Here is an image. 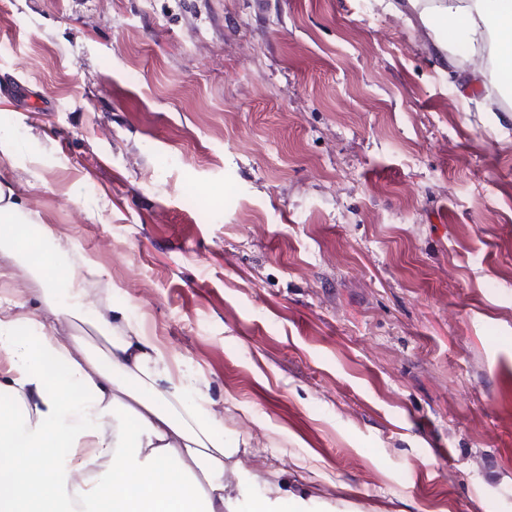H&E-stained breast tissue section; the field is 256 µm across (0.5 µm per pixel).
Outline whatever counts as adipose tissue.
I'll list each match as a JSON object with an SVG mask.
<instances>
[{
    "label": "adipose tissue",
    "mask_w": 512,
    "mask_h": 512,
    "mask_svg": "<svg viewBox=\"0 0 512 512\" xmlns=\"http://www.w3.org/2000/svg\"><path fill=\"white\" fill-rule=\"evenodd\" d=\"M442 61L454 62V42L488 48L512 65V0H405ZM12 184L0 182V279L27 274L39 315L19 311L0 295V352L9 367L0 392V512H303L300 499L274 487L255 494L247 480L228 484L234 454L212 433L206 398L189 400L172 358L111 308L93 326L98 342L76 324L94 306L87 297L101 272L84 266L66 288L69 309L43 269L27 267L30 249L12 231L31 223ZM36 328L37 341L16 336ZM77 389L64 396L61 385Z\"/></svg>",
    "instance_id": "ef3b65f1"
}]
</instances>
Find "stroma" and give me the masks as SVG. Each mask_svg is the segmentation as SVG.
<instances>
[{
	"label": "stroma",
	"mask_w": 512,
	"mask_h": 512,
	"mask_svg": "<svg viewBox=\"0 0 512 512\" xmlns=\"http://www.w3.org/2000/svg\"><path fill=\"white\" fill-rule=\"evenodd\" d=\"M385 0H0V180L311 512H512V112ZM471 64L474 67H480L483 61L479 57H473ZM466 68V72L463 75L462 82L459 86V92L464 100H468L471 95L480 93L486 90L488 81V72L486 68Z\"/></svg>",
	"instance_id": "stroma-1"
}]
</instances>
